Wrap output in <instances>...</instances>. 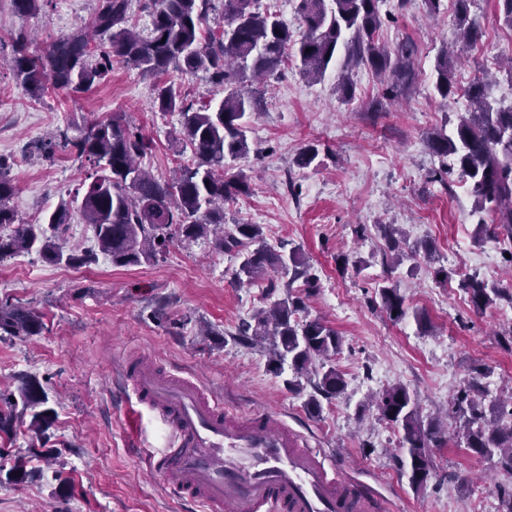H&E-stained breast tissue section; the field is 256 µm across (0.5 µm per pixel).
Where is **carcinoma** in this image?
<instances>
[{
	"instance_id": "cac0c4a2",
	"label": "carcinoma",
	"mask_w": 512,
	"mask_h": 512,
	"mask_svg": "<svg viewBox=\"0 0 512 512\" xmlns=\"http://www.w3.org/2000/svg\"><path fill=\"white\" fill-rule=\"evenodd\" d=\"M379 2L298 0L304 33L297 39L276 14L259 10V0H224V25L206 39L202 26L214 0H144L142 9L151 17L146 36L132 23L131 0H96L89 24L56 38L40 52L30 51L26 31L15 32L9 64L26 91L38 99L50 88L78 93L106 78L115 57L145 76L159 77L170 71L208 75L213 84L224 88V98L215 111L207 105L195 109L185 104L171 84L155 85L158 110L179 113L184 139L194 157L192 165L170 179L156 177L141 165L151 141L118 118L96 123L76 137L61 135V147L94 168L90 182L82 183V190L76 192L75 203L93 226L100 252L115 266L151 263L176 236L188 242L210 237L219 250L240 260L235 271L238 285H251L268 270L278 268L292 272L291 281L302 280L309 294L319 287V279L310 273L299 249L286 255L267 244L261 225L224 222V203L250 192L244 173L224 174V161L250 151L244 118L259 113L261 100L249 86L278 73L290 56L304 77L320 80L343 49L345 65L371 67L387 76V97L401 94L415 77L416 47L404 40L390 54L377 43L382 24ZM467 2L456 0L464 50L472 48L479 37L477 25L468 17ZM98 35L107 39L98 43ZM452 64L448 49L441 50L434 67V88L444 99L457 93ZM465 95L470 110L458 117L453 131L448 134L442 129L429 139V148L441 159L431 179L446 188L447 176L458 172L473 198L471 214L478 217L479 235L511 241L512 107L496 105L479 78L465 89ZM319 154L317 146L309 145L296 163L303 169L317 167ZM14 191L12 181L0 171V228L11 227L10 233H0V259L32 251L53 264H87L96 259L93 253L67 252L62 233L69 223V207H59L45 223L21 224L9 207ZM488 214L495 216L491 224L484 219ZM377 228L385 240L383 260L388 270L406 260L431 259L430 244L407 245L394 224ZM457 287L468 295L476 312L501 300L512 304L511 289L490 283L476 272L461 275ZM375 294L390 319L398 321L407 314L405 297L392 278L378 281ZM303 305L298 291L286 285L284 297L242 323L237 340L245 346L269 342L271 370L279 376L290 369L293 377L285 385L295 392L301 391V378L309 379L312 393L306 406L318 413L321 400L330 402L346 391L343 374L330 363L340 353L343 339L319 319H299ZM41 328L33 311L0 302V337L33 336ZM483 375L482 367L471 369L469 379L450 402L448 417L459 422L464 447L476 455L498 456L500 467L512 473V396L486 405ZM372 405L379 419L399 429L401 473L414 489L424 487L432 468L430 449L447 444V429L437 421H424L415 394L399 384L384 389ZM54 414L47 394L32 379L22 383L16 396L0 394V432H12L28 416L29 429L43 433ZM43 455L31 448L28 455L15 458L9 477L26 479L29 458Z\"/></svg>"
}]
</instances>
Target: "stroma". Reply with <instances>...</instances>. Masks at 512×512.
I'll list each match as a JSON object with an SVG mask.
<instances>
[{"instance_id": "35a3bbf8", "label": "stroma", "mask_w": 512, "mask_h": 512, "mask_svg": "<svg viewBox=\"0 0 512 512\" xmlns=\"http://www.w3.org/2000/svg\"><path fill=\"white\" fill-rule=\"evenodd\" d=\"M94 9L95 0H48L42 12L20 16L11 0H0V164L16 185L9 205L26 223L70 204L92 171L62 150L35 152L47 133L74 136L119 116L152 140L142 164L155 175L172 177L184 161L180 116L158 111L155 80L138 69L116 59L108 77L85 91L52 90L38 102L11 72V32H34L41 50L87 23ZM468 11L482 37L455 60L454 80L464 87L489 72L491 98L511 106L505 63L512 59V28L497 21L496 0H470ZM380 13L381 46L392 49L409 38L419 47L417 79L404 94L384 97L382 77L362 65L350 72L356 98L345 103L336 90L337 69L311 81L288 68L261 87L264 105L249 122L248 155L225 167L244 172L251 186L248 195L225 203L226 222L261 225L271 246L299 248L319 276L303 315L342 336L336 366L348 383L345 394L310 415L306 393L289 391L269 371L261 348L235 342L241 323L264 306L267 283L281 285L287 277L271 269L253 285H238V259L207 241L172 240L158 261L131 267L102 256L82 266L51 265L34 252L0 260V301L29 307L43 322L40 335L0 339V392L35 379L56 412L44 433L24 426L0 432V512H197L175 503L146 468L145 455L163 449L165 438L156 415L122 384L132 358L200 384L230 412L279 414L344 476L372 487L380 512H499L500 491L512 488V476L497 459L450 440L433 449L426 485L412 489L398 469L397 430L361 413L370 397L394 384L415 393L423 418L446 413L476 365L485 370L488 400L512 388V351L499 341L512 329V305L475 312L456 283L476 272L512 289L506 258L512 243L477 240L473 201L458 177L444 186L429 179L440 166L429 138L469 108L465 96L442 98L433 85L438 53L456 39L454 0H444L435 15L424 0H382ZM165 80L196 108L224 97L201 74L173 71ZM310 144L318 146L321 164L299 168L295 159ZM380 224L398 225L409 240L431 241L433 261L388 271ZM359 225L364 235L356 234ZM340 253L363 258L367 269L339 271ZM439 267L451 281H436ZM388 273L412 311L399 322L375 302L373 283ZM417 311L427 316L428 329L415 321ZM367 368L379 374L369 386L360 382ZM33 445L49 450L51 462L32 461L30 477L10 480L6 471L15 456Z\"/></svg>"}]
</instances>
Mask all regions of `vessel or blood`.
<instances>
[{
	"label": "vessel or blood",
	"instance_id": "1",
	"mask_svg": "<svg viewBox=\"0 0 512 512\" xmlns=\"http://www.w3.org/2000/svg\"><path fill=\"white\" fill-rule=\"evenodd\" d=\"M125 380L169 430L148 463L174 500L202 512H377L371 492L277 415L229 414L198 384L147 361L126 366Z\"/></svg>",
	"mask_w": 512,
	"mask_h": 512
}]
</instances>
